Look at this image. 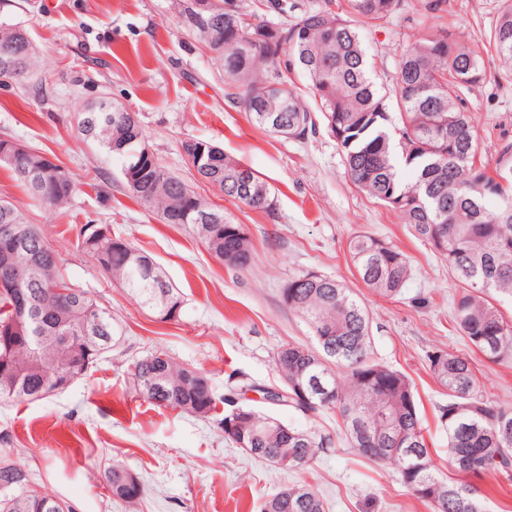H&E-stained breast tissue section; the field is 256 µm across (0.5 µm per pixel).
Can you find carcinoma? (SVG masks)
<instances>
[{
    "mask_svg": "<svg viewBox=\"0 0 512 512\" xmlns=\"http://www.w3.org/2000/svg\"><path fill=\"white\" fill-rule=\"evenodd\" d=\"M502 6L481 44L458 40L440 27L426 28L407 43L395 65L392 87L376 82V64L362 39L365 28H383L406 10L407 0H210L209 12L175 0L183 28L212 55L224 72L228 97L252 114L256 124L283 138L305 140L323 127L336 140L353 186L399 213L415 236L448 261L463 284L453 303V321L472 347L494 363L512 362V319L497 305L512 300V140L498 144L493 170L478 162L481 140L465 96L487 77L483 55L496 58L512 75V0ZM281 17L279 21L269 16ZM221 18L220 24L212 18ZM36 48L26 44L15 80L33 72ZM308 82L314 102L288 88V74ZM398 110L392 121L390 103ZM84 139L122 161L125 185L165 224H179L205 244L211 255L233 268L249 267L255 257L251 236L238 238L239 254L224 257V246L240 225L224 210L165 170L145 143L138 117L108 100ZM212 160L205 181L224 196L254 211L274 202L270 185L252 168L220 147L197 142ZM27 186L30 195L51 208L67 206L75 182L62 166L31 152L24 170L0 157ZM407 170L411 178L402 177ZM21 232L33 228L22 206L0 198V226ZM35 260L17 271L15 285L0 290V401L26 402L50 394L49 384L65 373L86 375L119 346L121 334L110 310L82 288L69 284L57 254L40 234L26 237ZM78 248L110 280L163 321L181 311L178 289L146 252L112 235L109 224H86ZM354 267L374 293L399 294L411 275L408 257L395 245L369 234L348 244ZM289 311L312 330L317 345L288 343L274 356L288 393L289 407L309 416L332 410L341 418L351 448L398 467L402 483L431 512H485L478 489L439 477L423 433L419 404L409 378L370 355V317L365 305L342 282L303 271L282 288ZM30 305L43 327L71 337L76 357L62 360L48 344L34 354L33 323L18 312ZM435 380L448 390L439 420L448 435L452 469L512 478V410L484 398L472 361L437 351L429 356ZM130 381L137 398L178 409L224 428L236 407L247 414L238 432L251 441L250 455L267 462L288 457V469L304 468L331 439L286 425L269 412L240 403L244 386L230 385L219 395L200 371L162 349L134 360ZM112 497L133 504L142 498L133 474L114 464L104 472ZM54 499L37 496L25 469L0 456V512H55ZM260 512H325L308 483L293 484L266 497Z\"/></svg>",
    "mask_w": 512,
    "mask_h": 512,
    "instance_id": "cac0c4a2",
    "label": "carcinoma"
}]
</instances>
